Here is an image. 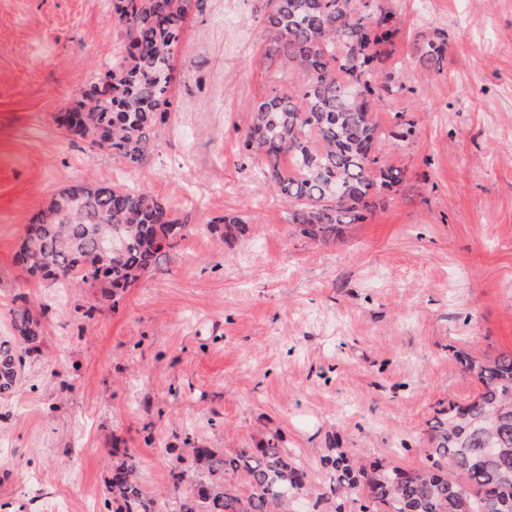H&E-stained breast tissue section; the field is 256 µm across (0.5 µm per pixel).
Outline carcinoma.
I'll list each match as a JSON object with an SVG mask.
<instances>
[{"label":"carcinoma","mask_w":512,"mask_h":512,"mask_svg":"<svg viewBox=\"0 0 512 512\" xmlns=\"http://www.w3.org/2000/svg\"><path fill=\"white\" fill-rule=\"evenodd\" d=\"M191 0H112L124 27L123 49L84 90L60 125L107 150L128 168L149 164L158 125L170 112L172 50L183 34ZM267 55L294 76L288 92L272 91L251 113L243 147L264 162L261 173L288 207V223L303 236L334 243L348 224L365 218L380 196L404 179L383 161L389 141L413 122L395 114L391 129L373 112L396 86L379 67L381 45L398 33L386 0H256ZM207 229L233 242L245 235L238 217L215 218ZM172 209L140 187L78 183L52 196L25 225L15 262L28 274L66 288H97L100 302L120 295L186 236ZM39 311L26 296L10 310L13 334L0 336V399L19 386L25 357L43 340ZM476 397L435 418L424 468L357 465L345 451L323 459L326 480L314 492L307 472L274 440L255 451L227 455L191 449L200 479L177 512H276L286 501H310L308 512H345L344 499L361 497L360 512H512V355L463 358ZM244 478L245 486L235 483ZM113 512H156L134 476L133 464L112 469Z\"/></svg>","instance_id":"obj_1"}]
</instances>
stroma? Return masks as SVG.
Here are the masks:
<instances>
[{
	"instance_id": "obj_1",
	"label": "stroma",
	"mask_w": 512,
	"mask_h": 512,
	"mask_svg": "<svg viewBox=\"0 0 512 512\" xmlns=\"http://www.w3.org/2000/svg\"><path fill=\"white\" fill-rule=\"evenodd\" d=\"M389 4L401 89L374 118L414 123L384 148L404 180L321 245L242 147L255 104L289 84L261 60L254 0H236L249 41L234 53L224 0L189 11L169 118L135 172L55 121L125 39L112 0H0V336L17 295L54 301L41 351L0 399V512H111L114 445L157 512L190 496L196 447L274 438L315 486L332 446L416 470L437 412L478 392L458 351L512 353V0ZM430 39L442 68L420 60ZM77 182L146 188L188 227L90 318L92 289L48 288L14 262L28 220ZM227 214L249 225L231 247L202 229Z\"/></svg>"
}]
</instances>
